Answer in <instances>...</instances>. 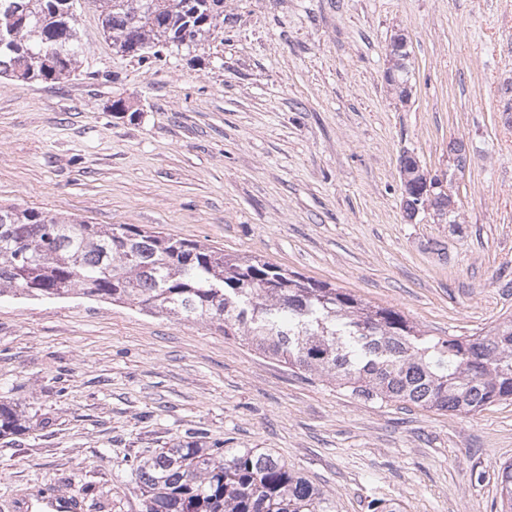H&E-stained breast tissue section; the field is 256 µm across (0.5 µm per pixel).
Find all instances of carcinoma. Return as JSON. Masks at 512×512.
<instances>
[{"label": "carcinoma", "mask_w": 512, "mask_h": 512, "mask_svg": "<svg viewBox=\"0 0 512 512\" xmlns=\"http://www.w3.org/2000/svg\"><path fill=\"white\" fill-rule=\"evenodd\" d=\"M77 0H0V77L60 83L82 53ZM112 48L151 65L224 33V0H97ZM416 158L405 212L443 199L423 190ZM0 295L88 297L186 322H209L301 373L365 403L399 402L471 414L512 401V317L438 337L394 307L304 277L257 256H232L134 224H91L0 205ZM25 430L0 404V437ZM130 469L145 512H335L333 500L288 463L256 448L186 443L137 457ZM497 481L512 512V463Z\"/></svg>", "instance_id": "1"}]
</instances>
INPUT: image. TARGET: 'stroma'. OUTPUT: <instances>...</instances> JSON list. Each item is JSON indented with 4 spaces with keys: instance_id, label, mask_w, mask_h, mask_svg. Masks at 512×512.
Wrapping results in <instances>:
<instances>
[{
    "instance_id": "1",
    "label": "stroma",
    "mask_w": 512,
    "mask_h": 512,
    "mask_svg": "<svg viewBox=\"0 0 512 512\" xmlns=\"http://www.w3.org/2000/svg\"><path fill=\"white\" fill-rule=\"evenodd\" d=\"M79 4L78 76L0 80V204L256 255L436 336L512 314V0H224L223 39L151 67ZM400 32L405 103L385 80ZM404 153L447 172L454 213L407 218ZM0 403L26 426L0 439V512L49 487L143 512L128 460L187 441L271 452L336 512H500L512 462V402L370 405L210 324L76 293L0 296ZM502 511L512 512V463H503L497 474Z\"/></svg>"
}]
</instances>
